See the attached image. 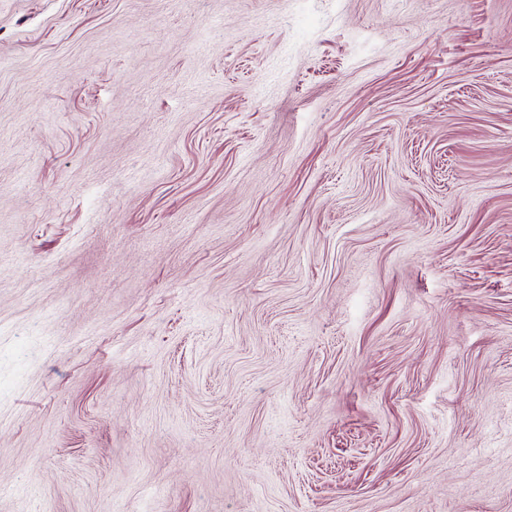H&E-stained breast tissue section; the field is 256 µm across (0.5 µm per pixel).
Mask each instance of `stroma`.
Masks as SVG:
<instances>
[{
    "instance_id": "1",
    "label": "stroma",
    "mask_w": 512,
    "mask_h": 512,
    "mask_svg": "<svg viewBox=\"0 0 512 512\" xmlns=\"http://www.w3.org/2000/svg\"><path fill=\"white\" fill-rule=\"evenodd\" d=\"M0 512H512V0H0Z\"/></svg>"
}]
</instances>
